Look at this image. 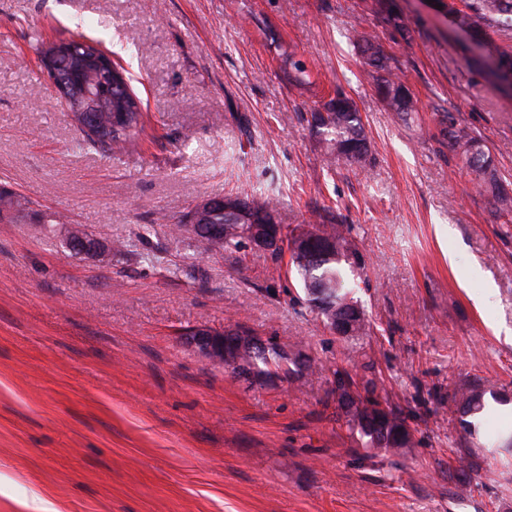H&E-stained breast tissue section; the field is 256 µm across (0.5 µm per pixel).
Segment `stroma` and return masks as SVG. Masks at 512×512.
Wrapping results in <instances>:
<instances>
[{
    "label": "stroma",
    "instance_id": "1",
    "mask_svg": "<svg viewBox=\"0 0 512 512\" xmlns=\"http://www.w3.org/2000/svg\"><path fill=\"white\" fill-rule=\"evenodd\" d=\"M447 2L0 0V186L63 218L0 220V512L36 498L51 512H512V452L487 445L512 432V225L494 223L430 119L456 113L512 183V89ZM359 35L393 56L414 121L386 110ZM82 37L122 58L151 113L139 151L78 146L36 48ZM339 89L371 168L321 164L304 115ZM228 192L273 199L284 226H352L369 335L324 328L288 262L174 231ZM68 224L126 248L106 265L72 256ZM237 326L287 371L243 379L184 340ZM337 368L414 412L406 454L337 419ZM466 389L485 394L476 435L449 399Z\"/></svg>",
    "mask_w": 512,
    "mask_h": 512
}]
</instances>
